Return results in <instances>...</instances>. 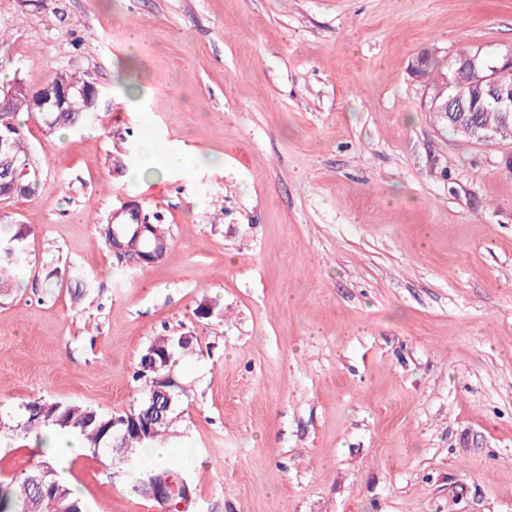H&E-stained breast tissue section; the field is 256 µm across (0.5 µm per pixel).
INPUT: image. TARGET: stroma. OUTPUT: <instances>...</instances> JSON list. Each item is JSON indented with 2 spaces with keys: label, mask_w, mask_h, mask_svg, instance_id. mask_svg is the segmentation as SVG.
Returning <instances> with one entry per match:
<instances>
[{
  "label": "stroma",
  "mask_w": 512,
  "mask_h": 512,
  "mask_svg": "<svg viewBox=\"0 0 512 512\" xmlns=\"http://www.w3.org/2000/svg\"><path fill=\"white\" fill-rule=\"evenodd\" d=\"M512 46V0H0V88L97 89L24 133L37 193L0 200L28 263L0 298V414H121L189 336L163 447L189 512H512V142L448 132L413 76ZM158 152L184 168L154 173ZM140 211L143 267L98 235ZM41 432L0 438V481ZM60 480L87 512H161L113 457ZM157 232V225H151V227L147 225V230L144 232L143 236L140 239V250L142 251L143 255L148 259L154 255L157 256V258H159L165 252V237H163L161 234H158Z\"/></svg>",
  "instance_id": "obj_1"
}]
</instances>
